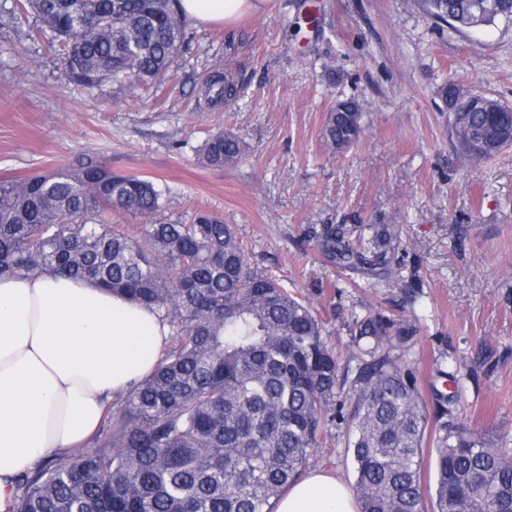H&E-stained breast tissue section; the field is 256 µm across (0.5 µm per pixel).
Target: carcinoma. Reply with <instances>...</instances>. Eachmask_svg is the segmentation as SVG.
<instances>
[{
	"mask_svg": "<svg viewBox=\"0 0 512 512\" xmlns=\"http://www.w3.org/2000/svg\"><path fill=\"white\" fill-rule=\"evenodd\" d=\"M456 30L512 22V0H417ZM41 32L63 41L62 70L76 86L119 88L165 79L187 44L178 0H14ZM212 102L240 89L215 71ZM448 133L467 159L512 145V108L482 94L471 107L450 84ZM323 139L340 151L364 132V105L336 102ZM248 153L219 130L202 164L224 168ZM154 182L89 160L21 181H0V275L74 276L154 310L171 333L155 371L105 411L92 447L48 459L16 479L7 512H272L328 428L347 423L360 512H512V459L459 421L438 394L434 426L404 360L417 328L368 311L350 328L341 363L309 301L253 261L235 225L201 213L190 224L151 222L133 234L96 223L105 209L148 217L162 210ZM310 233L334 263L398 280V233L387 225L350 239L344 224ZM353 399L349 418L336 407ZM435 448L434 493L420 469Z\"/></svg>",
	"mask_w": 512,
	"mask_h": 512,
	"instance_id": "carcinoma-1",
	"label": "carcinoma"
}]
</instances>
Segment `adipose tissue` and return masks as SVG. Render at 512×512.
Returning <instances> with one entry per match:
<instances>
[{
    "label": "adipose tissue",
    "instance_id": "obj_1",
    "mask_svg": "<svg viewBox=\"0 0 512 512\" xmlns=\"http://www.w3.org/2000/svg\"><path fill=\"white\" fill-rule=\"evenodd\" d=\"M273 0H180L201 25H232ZM170 327L125 296L75 277H0V512L16 478L86 445L103 410L148 374ZM275 512H357L336 476L312 471Z\"/></svg>",
    "mask_w": 512,
    "mask_h": 512
}]
</instances>
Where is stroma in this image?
I'll use <instances>...</instances> for the list:
<instances>
[{"label":"stroma","mask_w":512,"mask_h":512,"mask_svg":"<svg viewBox=\"0 0 512 512\" xmlns=\"http://www.w3.org/2000/svg\"><path fill=\"white\" fill-rule=\"evenodd\" d=\"M33 13L0 24V180L96 159L153 180L159 220L207 212L235 225L255 262L305 295L347 355L355 316L380 309L419 329L406 359L425 400L459 380L462 421L512 455V146L481 160L448 137L444 90L512 105V24L457 31L411 0H274L233 26L188 22L177 70L132 89L61 76L65 48ZM232 69L241 93L210 103L204 83ZM359 99L365 130L325 146L337 100ZM249 147L232 167L199 163L212 131ZM344 224L400 235L399 282L372 288L322 256L308 230ZM354 485L346 428H331L309 464Z\"/></svg>","instance_id":"35a3bbf8"}]
</instances>
